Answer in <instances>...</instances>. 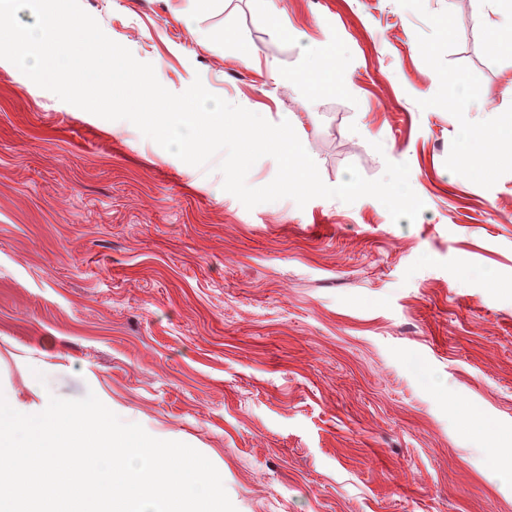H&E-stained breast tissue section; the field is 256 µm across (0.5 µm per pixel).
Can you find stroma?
<instances>
[{
  "mask_svg": "<svg viewBox=\"0 0 512 512\" xmlns=\"http://www.w3.org/2000/svg\"><path fill=\"white\" fill-rule=\"evenodd\" d=\"M174 93L289 121L325 184L407 163L425 208L246 209L0 65V395L94 392L188 444L236 512H512V40L477 0H80ZM285 12L293 36L273 19ZM329 39L346 89L310 100ZM255 49L241 60L236 48ZM465 85L472 112L448 109ZM501 135L483 166L465 124Z\"/></svg>",
  "mask_w": 512,
  "mask_h": 512,
  "instance_id": "35a3bbf8",
  "label": "stroma"
}]
</instances>
